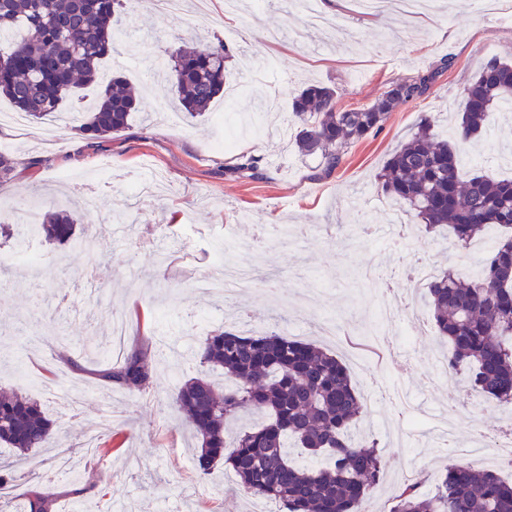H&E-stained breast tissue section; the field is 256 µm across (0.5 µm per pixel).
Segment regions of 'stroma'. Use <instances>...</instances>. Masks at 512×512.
<instances>
[{
  "label": "stroma",
  "mask_w": 512,
  "mask_h": 512,
  "mask_svg": "<svg viewBox=\"0 0 512 512\" xmlns=\"http://www.w3.org/2000/svg\"><path fill=\"white\" fill-rule=\"evenodd\" d=\"M502 11L512 12V0H499L493 13L482 0H437L419 18L384 11L374 25L355 14L353 37L340 40L334 17L312 28L300 13L262 9L253 0H243L236 12L225 11L224 0H210L207 14L189 5L169 18L138 0L122 16V41L103 64L105 74H122L138 89L139 110L128 129L93 149L70 122L1 123L0 153L14 159L18 175L0 184V251L12 248L30 213L88 190L99 204L79 207L77 233L104 228L107 245L100 253L41 240L40 266L18 262L0 273V343L42 382L36 388L0 374V388L40 402L75 457L74 467L61 468L48 452L36 451L42 468L18 474L15 495L0 512H21L26 491L38 483L59 489L56 512H115L117 501L127 498L135 512L255 507L256 498L228 489L230 470L196 467L186 428L175 424L168 406L186 380L200 375V342L246 324L256 335L300 327V339L346 364L363 395L380 385L405 388L415 405H431L453 423L460 439L469 438L473 423L511 421L512 412L472 391L465 375L431 384L430 359L443 352L432 322L417 336L402 319L380 323L374 316L378 284L356 276L378 259L399 284L397 299L422 311V292L400 285L407 267L462 271L472 262L471 250L425 232L409 214L403 217L415 236L409 250L369 241L360 228L389 224L392 199L377 176L420 119L434 117L439 135L453 137L468 82L489 60L512 61V25L498 21ZM218 35L234 51L225 83L245 91L229 105L217 100L202 118L180 114L164 86L167 72L156 63L185 43L210 46ZM430 71L436 78L429 92L396 107L380 131L347 148L330 174L317 158L302 156L292 137L253 132L269 99L290 111L306 85L333 87L337 109H358L375 103L393 82ZM228 131L236 136L233 146L218 149ZM465 153L479 157L465 163V173L512 178V113H494ZM242 154L260 157L262 179L225 173L231 157ZM144 177L156 178L157 193L131 201L132 181ZM286 224L307 226V239L283 234ZM263 226L275 230L261 254L263 275L235 304L190 287L187 273L210 272L218 247L250 259ZM115 315L127 325V344L156 334L168 348L143 392L104 388L91 374L107 359ZM62 350L87 355L88 373L63 369ZM73 392L84 397L77 418L64 406ZM361 430L386 463L370 512H389L409 471L433 477L448 462L447 453L427 447L429 430L414 424L397 401L378 403Z\"/></svg>",
  "instance_id": "35a3bbf8"
}]
</instances>
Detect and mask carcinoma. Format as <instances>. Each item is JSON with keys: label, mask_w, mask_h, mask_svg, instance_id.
Returning <instances> with one entry per match:
<instances>
[{"label": "carcinoma", "mask_w": 512, "mask_h": 512, "mask_svg": "<svg viewBox=\"0 0 512 512\" xmlns=\"http://www.w3.org/2000/svg\"><path fill=\"white\" fill-rule=\"evenodd\" d=\"M132 8V0H0V95L39 121L62 112L76 89H90L97 104L81 113L80 123L89 144L121 133L137 111V94L125 77H106L100 66L115 49L118 15ZM231 57L221 40L169 55L178 105L190 117L204 116L222 94ZM434 80L433 72L400 80L369 108L349 111L336 110L335 89L310 84L292 101L295 147L319 156L329 173L349 145L381 130L389 112L425 95ZM505 100H512V63L492 60L464 90L456 136L467 141L479 134ZM434 128L435 121L424 117L379 180L428 232H449L468 245L498 229V245L477 277L445 270L426 284L425 298L437 333L448 340V378L464 371L478 393L512 406V179L463 177L461 153ZM259 162L241 155L227 171L252 178ZM34 226L47 242L85 247L95 241L76 235L64 207ZM152 347L144 337L116 363L89 373L107 388L143 391L153 381ZM197 356L224 375L222 389L199 376L185 381L174 399L200 442V470L229 467L241 489L275 502L280 512H363L385 462L374 443L354 435L365 404L336 355L276 333L220 331L200 343ZM250 410L262 413V423L232 431L231 421ZM53 427L37 401L0 394V443L16 461L48 447ZM26 498L27 512H52L54 499L40 488L29 489ZM390 512H512V482L452 459L433 493L408 482Z\"/></svg>", "instance_id": "carcinoma-1"}]
</instances>
